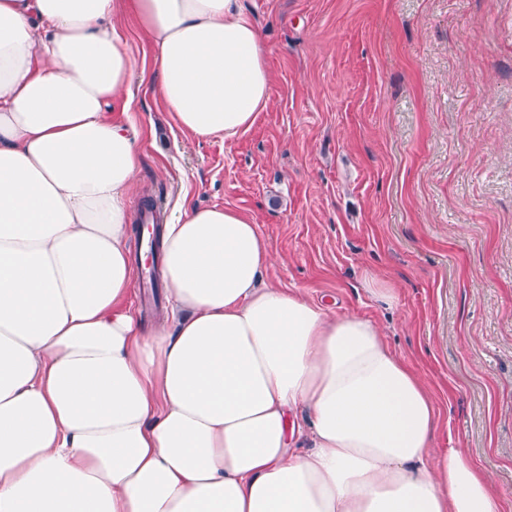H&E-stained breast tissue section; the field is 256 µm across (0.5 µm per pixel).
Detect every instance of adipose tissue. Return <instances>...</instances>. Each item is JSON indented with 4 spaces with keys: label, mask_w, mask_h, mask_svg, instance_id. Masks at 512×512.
Masks as SVG:
<instances>
[{
    "label": "adipose tissue",
    "mask_w": 512,
    "mask_h": 512,
    "mask_svg": "<svg viewBox=\"0 0 512 512\" xmlns=\"http://www.w3.org/2000/svg\"><path fill=\"white\" fill-rule=\"evenodd\" d=\"M128 15L193 138L246 132L271 98L240 0H0V512H502L464 449L431 458L435 398L379 326L271 284L236 210L179 204L178 318L141 327L140 133L106 114Z\"/></svg>",
    "instance_id": "ef3b65f1"
}]
</instances>
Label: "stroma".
<instances>
[{
    "label": "stroma",
    "instance_id": "obj_1",
    "mask_svg": "<svg viewBox=\"0 0 512 512\" xmlns=\"http://www.w3.org/2000/svg\"><path fill=\"white\" fill-rule=\"evenodd\" d=\"M243 6L268 108L198 140L134 86L107 109L149 132L131 211L184 195L255 224L270 281L376 322L436 398L432 455L467 449L512 512V0Z\"/></svg>",
    "mask_w": 512,
    "mask_h": 512
}]
</instances>
